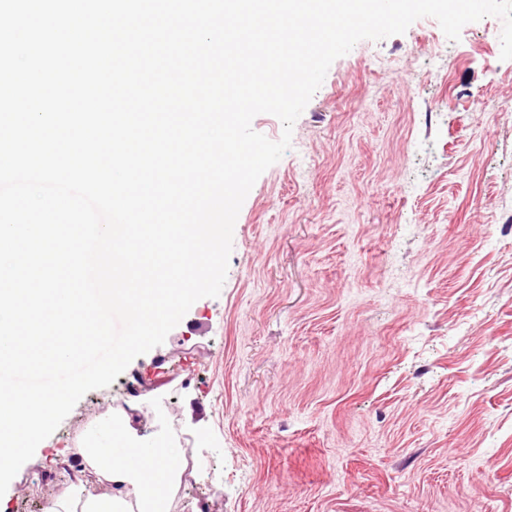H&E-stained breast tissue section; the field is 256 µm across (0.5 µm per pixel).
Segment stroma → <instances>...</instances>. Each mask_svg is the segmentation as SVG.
Listing matches in <instances>:
<instances>
[{
    "label": "stroma",
    "mask_w": 512,
    "mask_h": 512,
    "mask_svg": "<svg viewBox=\"0 0 512 512\" xmlns=\"http://www.w3.org/2000/svg\"><path fill=\"white\" fill-rule=\"evenodd\" d=\"M425 17L330 66L237 217L218 297L86 393L0 497L43 512L133 382L176 512H512V60Z\"/></svg>",
    "instance_id": "stroma-1"
}]
</instances>
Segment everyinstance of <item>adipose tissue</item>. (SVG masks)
I'll use <instances>...</instances> for the list:
<instances>
[{"mask_svg": "<svg viewBox=\"0 0 512 512\" xmlns=\"http://www.w3.org/2000/svg\"><path fill=\"white\" fill-rule=\"evenodd\" d=\"M76 454L111 485V493L95 494L72 484L43 512H170L182 475L175 440L135 437L127 414H109L87 430Z\"/></svg>", "mask_w": 512, "mask_h": 512, "instance_id": "obj_1", "label": "adipose tissue"}]
</instances>
